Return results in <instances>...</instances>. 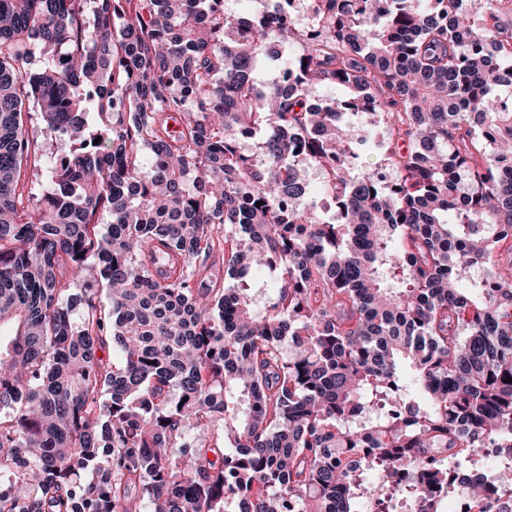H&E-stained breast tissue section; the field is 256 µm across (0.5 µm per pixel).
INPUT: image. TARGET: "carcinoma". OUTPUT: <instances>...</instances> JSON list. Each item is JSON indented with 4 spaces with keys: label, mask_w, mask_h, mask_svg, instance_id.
<instances>
[{
    "label": "carcinoma",
    "mask_w": 512,
    "mask_h": 512,
    "mask_svg": "<svg viewBox=\"0 0 512 512\" xmlns=\"http://www.w3.org/2000/svg\"><path fill=\"white\" fill-rule=\"evenodd\" d=\"M292 2L0 0V512H512V0Z\"/></svg>",
    "instance_id": "1"
}]
</instances>
